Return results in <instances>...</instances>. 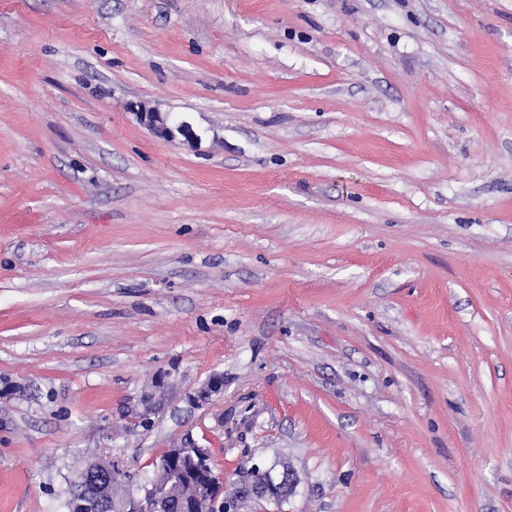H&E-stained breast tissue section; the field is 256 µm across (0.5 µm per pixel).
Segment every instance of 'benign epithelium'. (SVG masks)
<instances>
[{
    "instance_id": "7a95c632",
    "label": "benign epithelium",
    "mask_w": 512,
    "mask_h": 512,
    "mask_svg": "<svg viewBox=\"0 0 512 512\" xmlns=\"http://www.w3.org/2000/svg\"><path fill=\"white\" fill-rule=\"evenodd\" d=\"M140 124L148 128L158 138L173 141L183 137V143L195 147L200 142L192 126L172 117L170 113L159 112L144 103L131 105ZM209 457L205 448H179L175 454L156 464L153 477L141 485V493L119 503V512H162L161 506L167 503L173 489L192 481L199 469L207 465ZM253 492L257 497L278 503L285 495L296 491L298 481L294 473L281 474L275 466L261 470H252ZM81 482L89 486L83 493L85 500L78 503L82 509L92 508L94 512H103L109 505V489L112 485V467L107 462L97 463V467L82 477ZM219 483L206 482L196 486L188 502L187 512H228L230 502H217Z\"/></svg>"
}]
</instances>
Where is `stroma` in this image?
Wrapping results in <instances>:
<instances>
[{"mask_svg":"<svg viewBox=\"0 0 512 512\" xmlns=\"http://www.w3.org/2000/svg\"><path fill=\"white\" fill-rule=\"evenodd\" d=\"M181 446L512 512V0H0V512ZM131 111L135 114L139 123L148 128L158 138L174 141L177 135H180L183 137V144L190 147L197 146L201 140L189 123L177 120L169 112H158L155 108L148 107L144 103L132 104Z\"/></svg>","mask_w":512,"mask_h":512,"instance_id":"obj_1","label":"stroma"}]
</instances>
